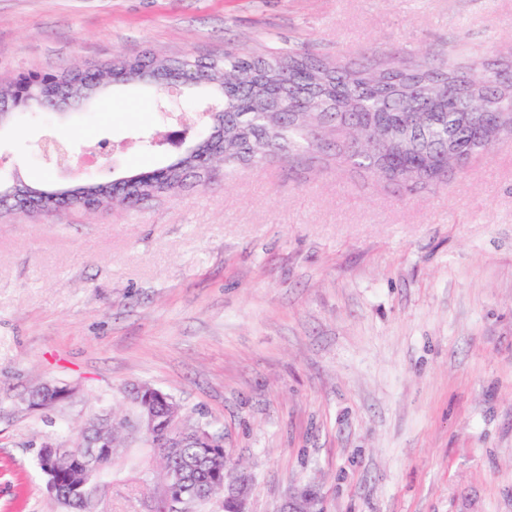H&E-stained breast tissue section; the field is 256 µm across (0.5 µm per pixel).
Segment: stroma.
<instances>
[{"label":"stroma","mask_w":512,"mask_h":512,"mask_svg":"<svg viewBox=\"0 0 512 512\" xmlns=\"http://www.w3.org/2000/svg\"><path fill=\"white\" fill-rule=\"evenodd\" d=\"M494 42L512 0H0V82L231 47L468 67ZM48 129L107 181L185 152L139 143L168 132L156 94L116 83L87 115H8L0 181L60 184L26 147ZM42 384L74 393L28 408ZM136 384L223 434L249 512L307 489L322 512H512V143L444 187L271 156L132 207L0 212V512H65L40 442ZM160 473L154 449H114L97 512H153Z\"/></svg>","instance_id":"obj_1"}]
</instances>
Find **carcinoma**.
Listing matches in <instances>:
<instances>
[{"mask_svg":"<svg viewBox=\"0 0 512 512\" xmlns=\"http://www.w3.org/2000/svg\"><path fill=\"white\" fill-rule=\"evenodd\" d=\"M475 75L452 64L387 54L377 67L298 52L254 58L239 50L204 63L203 91L243 85L224 98L216 127L222 135L203 141L210 160L249 163L264 151L303 159L332 155L377 181H436L461 173L468 158L512 140V82L491 84L494 74L512 76V47L489 48ZM201 170L187 157L166 166L162 177L139 186L179 187L182 176ZM223 447L187 443L171 462L188 465L185 496L205 499L226 478Z\"/></svg>","mask_w":512,"mask_h":512,"instance_id":"1","label":"carcinoma"}]
</instances>
